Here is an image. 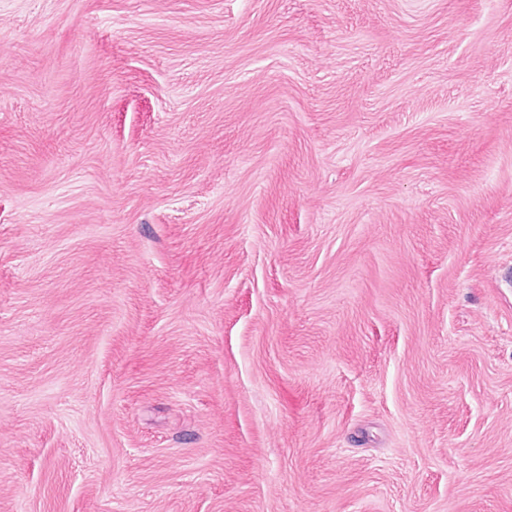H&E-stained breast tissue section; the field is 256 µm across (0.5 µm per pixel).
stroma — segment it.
I'll use <instances>...</instances> for the list:
<instances>
[{"label": "stroma", "instance_id": "obj_1", "mask_svg": "<svg viewBox=\"0 0 512 512\" xmlns=\"http://www.w3.org/2000/svg\"><path fill=\"white\" fill-rule=\"evenodd\" d=\"M512 0H0V512H512Z\"/></svg>", "mask_w": 512, "mask_h": 512}]
</instances>
